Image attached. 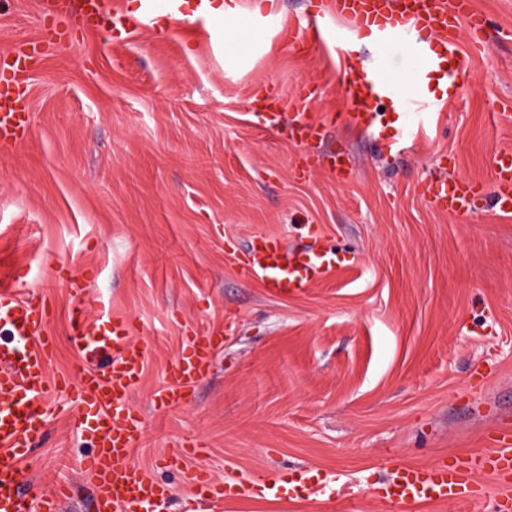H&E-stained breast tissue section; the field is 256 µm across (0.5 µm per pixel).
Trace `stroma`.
<instances>
[{
  "label": "stroma",
  "instance_id": "1",
  "mask_svg": "<svg viewBox=\"0 0 512 512\" xmlns=\"http://www.w3.org/2000/svg\"><path fill=\"white\" fill-rule=\"evenodd\" d=\"M327 0H274L258 52L225 64L204 18L153 22L56 45L32 74V134L0 153V275L44 300L56 339L50 372L76 361L69 315L131 320L149 346L130 397L143 422L132 459L171 490L169 512H389L370 495L393 459L432 464L476 452L512 424V215L489 204L491 161L512 150V0H474L486 30L464 42L462 91L419 122L382 100V125L346 118L345 71L386 56L403 93L424 67L410 42L289 45L282 26L320 18ZM40 0H0V53L36 38ZM311 84L309 114L334 113L324 137L292 139L288 116L253 123L263 86ZM423 124L415 137L407 128ZM348 155L337 182L330 163ZM314 167L300 177L304 161ZM470 178L483 191L451 216L418 195L428 180ZM320 245L335 270L305 296L275 299L244 275L254 236ZM193 328L223 330L224 348L189 402L154 401ZM75 393L47 403V432L24 461L30 491L69 483L60 512H91V445ZM182 459L180 467L168 457ZM247 483L316 469L322 499H199L189 472Z\"/></svg>",
  "mask_w": 512,
  "mask_h": 512
}]
</instances>
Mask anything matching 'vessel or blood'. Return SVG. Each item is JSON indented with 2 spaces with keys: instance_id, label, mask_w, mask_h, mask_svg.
Wrapping results in <instances>:
<instances>
[{
  "instance_id": "b4317fda",
  "label": "vessel or blood",
  "mask_w": 512,
  "mask_h": 512,
  "mask_svg": "<svg viewBox=\"0 0 512 512\" xmlns=\"http://www.w3.org/2000/svg\"><path fill=\"white\" fill-rule=\"evenodd\" d=\"M334 17L351 26L374 28L381 40H414L426 67L447 85L446 95L455 98L462 72L463 29L482 32L484 16L473 0H328ZM285 35L292 44H326L328 33L320 23L293 25ZM67 28L57 21L45 22L41 42L0 57V66L12 68L20 90L8 108L0 109V150L15 149L30 135L29 115L22 97L29 73L39 67L46 46L67 41ZM350 87L349 119L360 127L376 126V101L396 98L405 112L423 115L437 111L439 104L421 94L402 95L383 59L368 66L347 69ZM310 101L306 87L292 96L274 93L263 101L258 127L277 125L284 110L303 111ZM495 208L512 214V152L494 155ZM477 184L464 178L430 181L421 195L441 211L458 215L470 210L476 200ZM335 259L329 252L295 253L279 237L257 239L245 258V273L273 298L298 296L324 279ZM47 321L45 304L20 299L11 286L0 284V324L8 326L15 345L0 347V512H58L69 497L68 487L32 497L24 490L22 462L45 426L44 403L52 393L49 364L54 339L43 333ZM133 325L116 319L110 330H100L89 320L83 306H76L70 321V336L77 362L68 378L78 397V428L95 443L86 468L93 479L94 512H162L170 497L167 486L134 464L133 448L142 436V422L130 405V395L142 375L147 347L134 339ZM224 344L223 332L192 330L181 354L166 373L156 405L160 408L184 403L197 381L209 372ZM491 479L499 488L493 497L480 490V478ZM205 500L258 495L270 499L316 500L326 484L317 471L301 474L299 480L281 477L257 480L247 485L223 484L212 480L205 469L194 475ZM375 500L391 512H416L428 503L483 502V512H512V428L494 432L490 448L478 454L453 453L448 459L409 465L393 461L391 476L371 489Z\"/></svg>"
}]
</instances>
